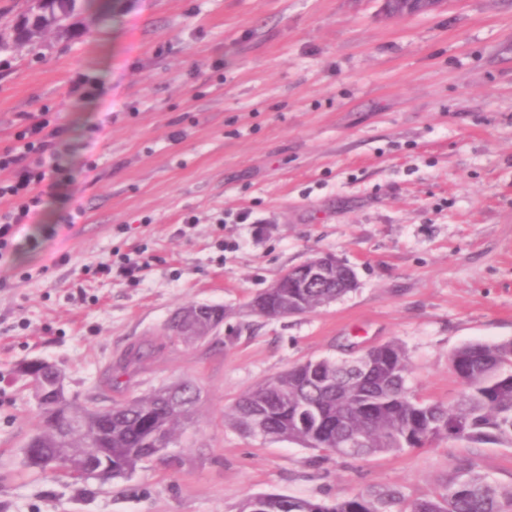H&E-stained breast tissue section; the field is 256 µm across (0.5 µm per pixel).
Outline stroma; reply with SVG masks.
I'll return each instance as SVG.
<instances>
[{
  "label": "stroma",
  "mask_w": 512,
  "mask_h": 512,
  "mask_svg": "<svg viewBox=\"0 0 512 512\" xmlns=\"http://www.w3.org/2000/svg\"><path fill=\"white\" fill-rule=\"evenodd\" d=\"M69 129L74 179L22 227L0 283V512H238L258 494H429L458 459L512 485V447L323 456L229 426L235 400L309 359L390 341L416 394L452 402L458 347L512 339V0L387 17L382 0H95L41 52L0 53V149L21 114ZM144 249L135 280L99 263ZM320 254L355 290L276 319L249 302ZM189 304L218 330L168 341ZM151 350L119 374L132 347ZM61 365L99 404L201 389L174 458L78 483L29 467L15 369Z\"/></svg>",
  "instance_id": "obj_1"
}]
</instances>
